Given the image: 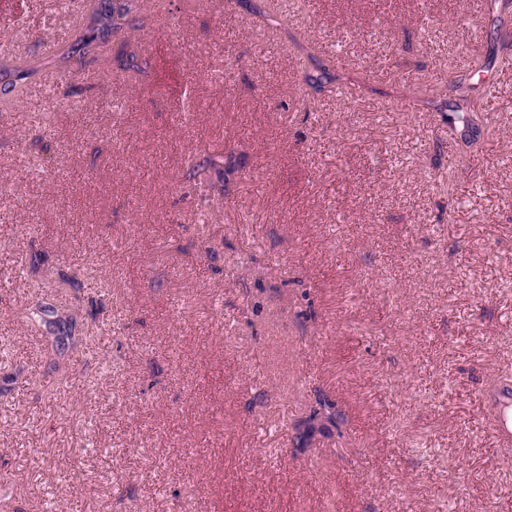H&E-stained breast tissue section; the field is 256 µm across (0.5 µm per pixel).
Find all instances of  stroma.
<instances>
[{"label":"stroma","mask_w":512,"mask_h":512,"mask_svg":"<svg viewBox=\"0 0 512 512\" xmlns=\"http://www.w3.org/2000/svg\"><path fill=\"white\" fill-rule=\"evenodd\" d=\"M292 3L282 31L149 0L145 73L0 106V512H512L485 399L512 375V0ZM84 18L0 0V57ZM306 46L349 93L301 96ZM471 68L484 123L452 149L416 101ZM204 151L239 166L206 207ZM35 290L83 320L45 395ZM320 395L341 432L298 446ZM224 170V155L222 153L193 154L184 165V180L193 188L216 189L212 174Z\"/></svg>","instance_id":"stroma-1"}]
</instances>
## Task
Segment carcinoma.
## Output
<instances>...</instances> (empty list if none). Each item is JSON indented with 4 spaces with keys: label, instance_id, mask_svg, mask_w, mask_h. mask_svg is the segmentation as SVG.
Wrapping results in <instances>:
<instances>
[{
    "label": "carcinoma",
    "instance_id": "obj_1",
    "mask_svg": "<svg viewBox=\"0 0 512 512\" xmlns=\"http://www.w3.org/2000/svg\"><path fill=\"white\" fill-rule=\"evenodd\" d=\"M237 6L245 7L253 15L264 19V25L282 27L284 18L266 13L259 0H232ZM139 0H93V5L85 23L73 30L68 40L52 44L50 55L45 61L30 62L21 65L13 60H0V102L20 96L27 84L51 66L63 76L74 77L85 72L88 64L95 61L98 52L109 45L112 38L122 36L126 41L113 56V65L119 70H141L144 61L130 48L128 40L139 31ZM339 66L332 58H311V67L301 79L303 93H321L330 84L343 79L338 74ZM471 77L468 74L454 75L448 78L449 101H442L439 109L453 108L458 120L474 128L483 122L482 116L470 107L469 90ZM224 169V155L221 153L193 154L184 165V180L194 188L214 189L212 175ZM58 309L47 298L34 296L24 308V317L28 325L39 332H47L46 359L52 371H68L70 360L66 354L82 344V337L75 336L73 329L76 318L72 315L63 319L57 316ZM341 414L334 401L320 396L316 399L306 416L304 423L312 431L316 424L327 422L337 426Z\"/></svg>",
    "mask_w": 512,
    "mask_h": 512
}]
</instances>
